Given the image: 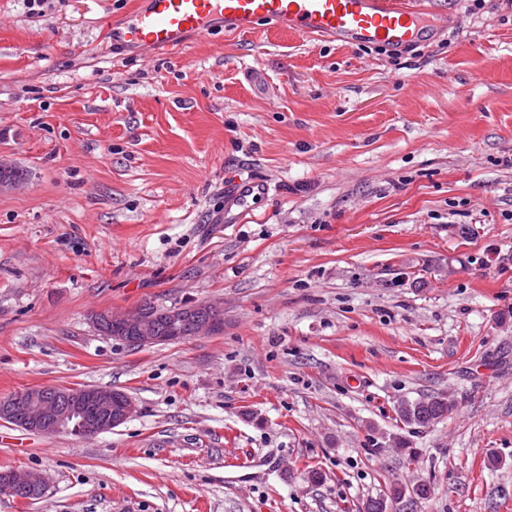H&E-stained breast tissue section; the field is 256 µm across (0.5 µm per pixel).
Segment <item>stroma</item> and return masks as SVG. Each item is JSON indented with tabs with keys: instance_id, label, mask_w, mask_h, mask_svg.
Listing matches in <instances>:
<instances>
[{
	"instance_id": "stroma-1",
	"label": "stroma",
	"mask_w": 512,
	"mask_h": 512,
	"mask_svg": "<svg viewBox=\"0 0 512 512\" xmlns=\"http://www.w3.org/2000/svg\"><path fill=\"white\" fill-rule=\"evenodd\" d=\"M423 2L440 33L399 54L268 24L168 53L113 45L137 0H0V398L137 404L93 437L0 421V470L50 481L0 512H361L395 480L512 512V0ZM235 176L270 191L214 223ZM205 301L223 332L176 343L91 322ZM455 408L456 403L442 393L400 402L397 416L404 424L426 428L447 417Z\"/></svg>"
}]
</instances>
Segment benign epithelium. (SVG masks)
I'll return each instance as SVG.
<instances>
[{"mask_svg": "<svg viewBox=\"0 0 512 512\" xmlns=\"http://www.w3.org/2000/svg\"><path fill=\"white\" fill-rule=\"evenodd\" d=\"M113 324L122 331L130 332L119 340L151 346L172 343L176 338L156 335L151 319L136 308L112 314ZM68 406L63 408L43 396L42 389H28L8 402L0 404V420L15 423L24 430L53 434L67 429V421L76 417L78 422L73 432L84 437L108 432L130 419L137 411L135 401L126 393L119 395L101 387L64 388ZM48 487L46 479L32 472L12 469L3 473L0 492L8 495L27 493L28 500L44 497Z\"/></svg>", "mask_w": 512, "mask_h": 512, "instance_id": "1", "label": "benign epithelium"}]
</instances>
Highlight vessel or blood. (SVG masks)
Here are the masks:
<instances>
[{
    "mask_svg": "<svg viewBox=\"0 0 512 512\" xmlns=\"http://www.w3.org/2000/svg\"><path fill=\"white\" fill-rule=\"evenodd\" d=\"M262 22L313 39L390 49L431 40L438 32L420 0H140L113 23L112 43L175 51L189 35H207L214 24L241 34ZM268 192L263 179L234 180L224 187V210L246 214Z\"/></svg>",
    "mask_w": 512,
    "mask_h": 512,
    "instance_id": "b4317fda",
    "label": "vessel or blood"
}]
</instances>
